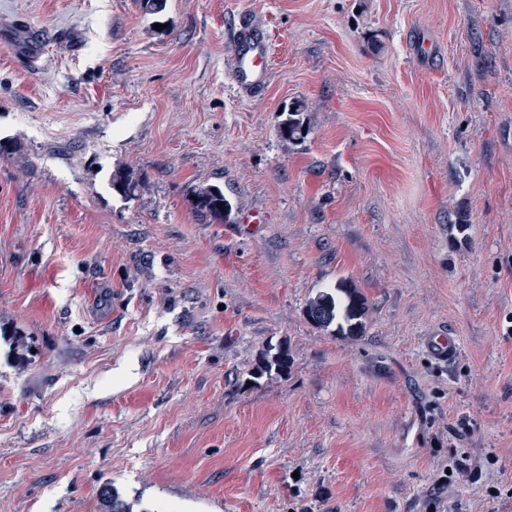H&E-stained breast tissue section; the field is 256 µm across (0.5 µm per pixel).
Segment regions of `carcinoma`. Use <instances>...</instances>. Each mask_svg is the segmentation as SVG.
<instances>
[{
	"label": "carcinoma",
	"mask_w": 512,
	"mask_h": 512,
	"mask_svg": "<svg viewBox=\"0 0 512 512\" xmlns=\"http://www.w3.org/2000/svg\"><path fill=\"white\" fill-rule=\"evenodd\" d=\"M304 122L301 111L291 110L279 126L281 137L290 141L304 137ZM112 187L117 192L129 196L134 194L137 184L126 173L118 172L112 178ZM194 205L203 216L210 219L213 224H222L228 219L231 211L229 202L224 198V190L221 187L210 186L201 189L195 195ZM366 306L364 297L355 288H348L342 284L327 291H321L307 304L306 314L311 323L322 330L337 325V331H343V326L338 324L339 319L349 322L348 332L353 334L360 331L362 323L359 322L365 315ZM291 360L288 351L283 349L277 353L272 361H267L258 367V372L263 373L271 368L280 373L288 372ZM103 502L108 507V512H131V506L120 498L110 486L101 490Z\"/></svg>",
	"instance_id": "cac0c4a2"
}]
</instances>
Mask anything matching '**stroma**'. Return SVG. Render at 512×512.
<instances>
[{
  "label": "stroma",
  "mask_w": 512,
  "mask_h": 512,
  "mask_svg": "<svg viewBox=\"0 0 512 512\" xmlns=\"http://www.w3.org/2000/svg\"><path fill=\"white\" fill-rule=\"evenodd\" d=\"M0 142V512H512V0H0ZM235 37L240 45L233 67L235 80L245 88L259 91L268 75V44L253 34L245 17L240 20ZM300 116V109L288 111L285 119H283L279 126V134L281 137L289 141L299 140L305 137L303 131L306 130H303L304 122ZM216 189V192L212 191ZM221 203V206H218ZM194 205L203 216L210 219L211 224H224L231 211L229 202L224 198V190L220 186L211 185L201 189L195 195ZM365 304L364 297L356 288L340 284L316 294L308 302L306 314L315 327L325 330L337 324L336 330L341 334L343 326L338 322L339 318L342 317L347 323L361 319L365 315ZM426 347L434 358L448 365L456 358L458 352L454 336L449 332L448 336L442 331L436 332L434 336H428Z\"/></svg>",
  "instance_id": "stroma-1"
}]
</instances>
